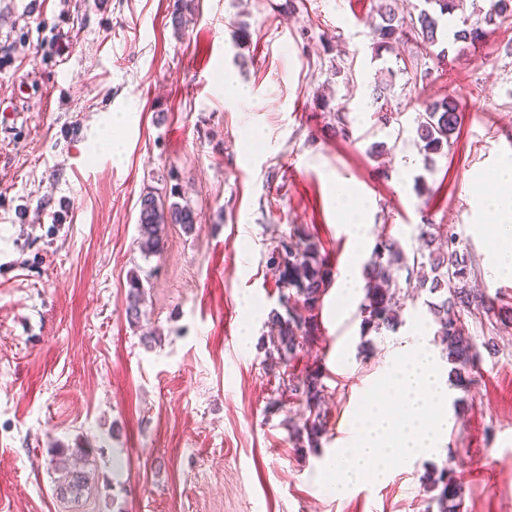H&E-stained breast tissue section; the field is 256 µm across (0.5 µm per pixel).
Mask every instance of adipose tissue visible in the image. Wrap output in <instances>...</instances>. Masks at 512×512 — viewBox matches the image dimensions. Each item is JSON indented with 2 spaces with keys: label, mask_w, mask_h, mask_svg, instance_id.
I'll list each match as a JSON object with an SVG mask.
<instances>
[{
  "label": "adipose tissue",
  "mask_w": 512,
  "mask_h": 512,
  "mask_svg": "<svg viewBox=\"0 0 512 512\" xmlns=\"http://www.w3.org/2000/svg\"><path fill=\"white\" fill-rule=\"evenodd\" d=\"M497 185L493 195L483 197L480 206L493 222L485 233L490 241V272L497 280L512 279V162L499 165L491 174Z\"/></svg>",
  "instance_id": "adipose-tissue-1"
}]
</instances>
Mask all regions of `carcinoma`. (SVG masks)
<instances>
[{
	"instance_id": "1",
	"label": "carcinoma",
	"mask_w": 512,
	"mask_h": 512,
	"mask_svg": "<svg viewBox=\"0 0 512 512\" xmlns=\"http://www.w3.org/2000/svg\"><path fill=\"white\" fill-rule=\"evenodd\" d=\"M417 15L406 23L398 17L395 8L387 3L380 7L381 22L375 28V51H388L393 44L403 41L415 48L431 53L442 35L443 22L450 19L459 7V0H421ZM512 17V0H490V7L477 24L453 32V42L480 43L489 33L487 27ZM421 112L416 117V133L422 142L425 160L446 156L454 144L453 137L460 126V110L455 99L445 96L438 100L420 99ZM140 237L138 247L145 256L156 255L164 247L167 224H181L190 230L197 223V214L188 205L161 202L148 192L140 200L138 216ZM419 248L408 256L399 241L383 234L364 266V298L359 306L363 331L381 333L394 330L401 324L400 310L406 295L397 273L406 272L405 283L416 279L418 288L437 296L429 303L433 321L437 325L435 336L442 352L456 364L458 384L469 381L468 374L478 367L480 353L473 338L465 332L463 315L471 307L484 312L495 311V301L486 294L469 288L471 269L461 257L458 234L446 225L438 227L425 224L418 233ZM277 283L282 289V310L273 311L269 317V336L265 353L268 358L282 365L296 359L308 345L316 342L319 327L316 311L331 282V271L326 258L321 255L319 243L301 226L291 228L289 234L280 236L268 257ZM430 272H425V267ZM145 288L137 276L130 279L127 291L126 319L132 325L140 323ZM284 389L270 399L269 410L286 406L285 393L300 401L306 417L300 425H289V437L296 451L320 447L325 433L322 405L324 386L322 372L315 368L302 376H288ZM89 461L86 448H72L61 452L54 459L57 488L62 494L78 496L88 488L90 471L77 468V461ZM427 490L438 491L433 498L438 512H460L462 484L441 469L423 476Z\"/></svg>"
}]
</instances>
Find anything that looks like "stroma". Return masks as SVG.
<instances>
[{
    "label": "stroma",
    "instance_id": "1",
    "mask_svg": "<svg viewBox=\"0 0 512 512\" xmlns=\"http://www.w3.org/2000/svg\"><path fill=\"white\" fill-rule=\"evenodd\" d=\"M0 0V512H426L423 475L448 467L460 512H512V326L467 313L481 362L453 381L440 456L339 500L318 483V452L295 451L267 403L284 372L321 368L322 448L350 428L355 390L390 352L437 329L424 290L396 331L363 334L359 301L337 283L359 254L331 199L358 195L368 245L405 251L422 224L454 226L472 287L512 312V281L490 278L479 198L467 185L512 159V19L437 64L409 44L374 51L380 0ZM246 28L247 40L238 37ZM393 112L377 124L373 93ZM455 97L448 156L426 165L417 100ZM344 105L351 137L336 135ZM120 153H112V143ZM381 143L385 154L371 153ZM429 187L417 195L416 180ZM192 207L143 257L140 198ZM315 236L332 283L320 336L286 370L261 347L281 291L267 265L280 235ZM146 281L139 325L132 277ZM159 330L160 345L140 337ZM89 448L87 492L61 494L52 460ZM145 288L141 279L135 276L130 279V288L127 291L126 319L131 325H138L142 318Z\"/></svg>",
    "mask_w": 512,
    "mask_h": 512
}]
</instances>
